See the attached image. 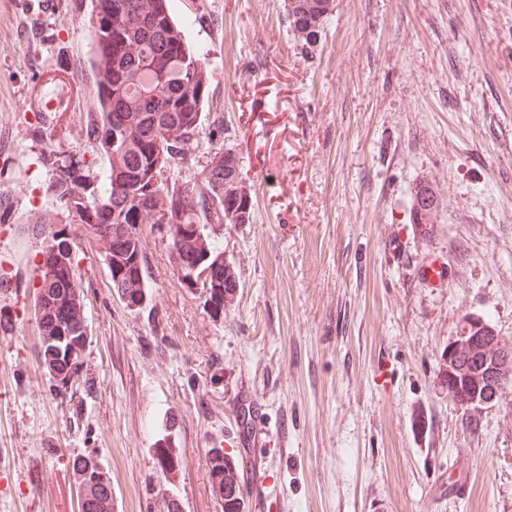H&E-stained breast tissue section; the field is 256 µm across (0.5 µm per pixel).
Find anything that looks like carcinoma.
Returning <instances> with one entry per match:
<instances>
[{
	"mask_svg": "<svg viewBox=\"0 0 512 512\" xmlns=\"http://www.w3.org/2000/svg\"><path fill=\"white\" fill-rule=\"evenodd\" d=\"M94 0V43L90 65L99 54L112 53L108 81H94L92 136L109 161L107 184H92L84 160L71 159L67 174L52 193L64 211L105 237L134 224L138 229L109 250L104 261L112 287L130 306L146 297L141 239L146 224L175 227L173 254L184 271L183 282L194 283L221 296L237 284L233 272L222 281H207L202 274L224 264V252L210 242L208 229L223 224H248L252 219L251 189L240 177V157L231 149L213 153L200 181L179 186L164 183L163 173L178 160L185 141L198 137L210 121L209 78L172 13V0ZM334 9L333 0H288V26L302 54L313 52ZM437 208L433 190L420 187L411 207L413 224H430ZM42 238L43 252L56 254L52 271L43 274L34 311L42 354L57 381L64 383L81 370L87 326L81 314V289L71 277L74 242L62 231L33 226ZM212 475L225 484L224 512H242L238 479L224 461L221 448L208 450ZM83 494V512H98L99 501L112 485L97 463L73 461Z\"/></svg>",
	"mask_w": 512,
	"mask_h": 512,
	"instance_id": "1",
	"label": "carcinoma"
}]
</instances>
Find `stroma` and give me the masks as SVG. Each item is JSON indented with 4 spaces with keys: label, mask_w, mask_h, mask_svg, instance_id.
<instances>
[{
    "label": "stroma",
    "mask_w": 512,
    "mask_h": 512,
    "mask_svg": "<svg viewBox=\"0 0 512 512\" xmlns=\"http://www.w3.org/2000/svg\"><path fill=\"white\" fill-rule=\"evenodd\" d=\"M10 0L32 38L0 47V159L32 195L0 224V512H77V457L99 463L114 512H222L208 449L240 475L244 512H512V388L473 416L448 396V343L475 316L512 344V0H335L313 57L284 0H174L209 76L221 134H201L167 182L236 151L248 224L213 244L239 285L223 313L182 282L173 227L142 238L148 298L112 286L105 244L52 196L70 157L105 177L86 124L33 116L65 66L91 90L92 0ZM438 207L409 211L420 184ZM70 233L88 339L58 386L33 318L40 242ZM443 285L417 278L426 264ZM62 85L65 88V98L68 100V107L63 112H74L80 107H75L79 94L77 89L71 83L69 77L66 80H58L52 82H46L35 88L24 100V106L28 111H39L45 105L47 98L52 95L53 89L50 86ZM71 100V104H70ZM437 208V201L433 190L428 186H421L415 196L411 207L410 221L413 224H431L432 216Z\"/></svg>",
    "instance_id": "obj_1"
}]
</instances>
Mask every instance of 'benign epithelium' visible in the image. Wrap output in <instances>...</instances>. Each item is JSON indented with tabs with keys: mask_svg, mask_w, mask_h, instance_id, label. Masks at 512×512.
Listing matches in <instances>:
<instances>
[{
	"mask_svg": "<svg viewBox=\"0 0 512 512\" xmlns=\"http://www.w3.org/2000/svg\"><path fill=\"white\" fill-rule=\"evenodd\" d=\"M512 346L483 320L469 316L448 344V394L463 410L495 402L512 385Z\"/></svg>",
	"mask_w": 512,
	"mask_h": 512,
	"instance_id": "7a95c632",
	"label": "benign epithelium"
}]
</instances>
